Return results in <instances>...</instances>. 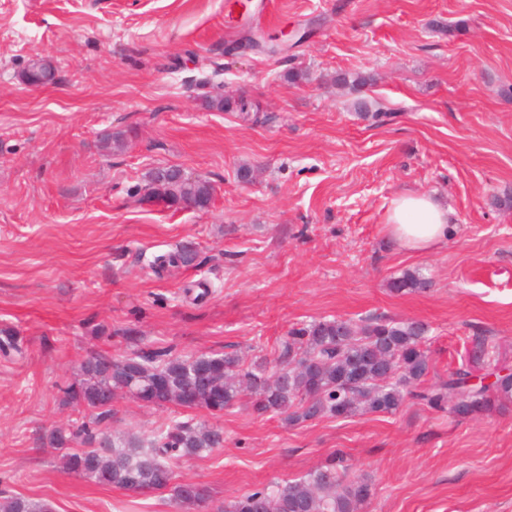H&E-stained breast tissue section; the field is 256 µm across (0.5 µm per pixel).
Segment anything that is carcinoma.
Masks as SVG:
<instances>
[{"instance_id": "carcinoma-1", "label": "carcinoma", "mask_w": 512, "mask_h": 512, "mask_svg": "<svg viewBox=\"0 0 512 512\" xmlns=\"http://www.w3.org/2000/svg\"><path fill=\"white\" fill-rule=\"evenodd\" d=\"M141 190L147 202L160 200L178 210L192 199L198 209L206 210L213 185L184 179L180 169L165 167L150 171ZM193 260V252L180 247L156 256L152 268L159 271ZM429 286L428 279L410 271L391 282L396 293H422ZM425 333L419 322L381 317L361 324L338 318L313 320L288 332L275 350L271 368L265 362L247 365L233 353L183 356L170 347L142 349L121 359L92 353L65 394L93 415L75 422L70 436L58 430L49 440L58 446L78 444L66 461L75 474L135 494L168 490L179 506L192 509L206 503L210 491L202 485L199 492L190 493L182 483L173 482L174 463L224 446L223 431L189 418H173L148 436L124 433L111 438L102 425L111 416L108 402L116 394L146 405L206 409L213 414L250 397L258 413L282 415L289 423L358 413L393 414L408 395L442 409L450 393L460 396L452 411L469 417L491 410L502 397H512L511 375L499 376L489 386L470 387L469 372L461 369L436 386L414 391L430 370ZM371 496V485L344 466L339 456L299 479L248 492L224 505V512H360ZM0 512L52 509L13 495L0 498Z\"/></svg>"}]
</instances>
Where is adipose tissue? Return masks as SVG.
<instances>
[{"mask_svg": "<svg viewBox=\"0 0 512 512\" xmlns=\"http://www.w3.org/2000/svg\"><path fill=\"white\" fill-rule=\"evenodd\" d=\"M386 230L401 249L424 253L446 244L453 226L447 208L433 197L405 192L392 199Z\"/></svg>", "mask_w": 512, "mask_h": 512, "instance_id": "obj_1", "label": "adipose tissue"}]
</instances>
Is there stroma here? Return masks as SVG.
<instances>
[{"instance_id":"35a3bbf8","label":"stroma","mask_w":512,"mask_h":512,"mask_svg":"<svg viewBox=\"0 0 512 512\" xmlns=\"http://www.w3.org/2000/svg\"><path fill=\"white\" fill-rule=\"evenodd\" d=\"M0 0V491L53 512H181L66 471L47 435L79 419L63 392L89 353L146 347L269 359L323 317L418 320L433 385L512 368V0ZM49 60L56 81L24 71ZM347 83H337L338 75ZM367 83L353 90L352 79ZM223 95L224 110L202 94ZM370 103L361 118L353 103ZM260 102L262 120L241 112ZM126 131L103 153L104 128ZM176 166L215 187L208 211L144 201ZM431 194L456 230L400 250L401 192ZM187 245L190 266L154 273ZM425 293H395L405 271ZM178 417L223 447L181 460L213 505L304 476L336 451L373 486L362 512H512V401L469 418L406 398L395 414L296 424L116 400L108 431ZM193 260V252L187 247H180L175 251L156 256L152 268L159 271L170 266L189 265ZM430 286L428 279L416 272H404L391 282V290L396 293L425 292Z\"/></svg>"}]
</instances>
